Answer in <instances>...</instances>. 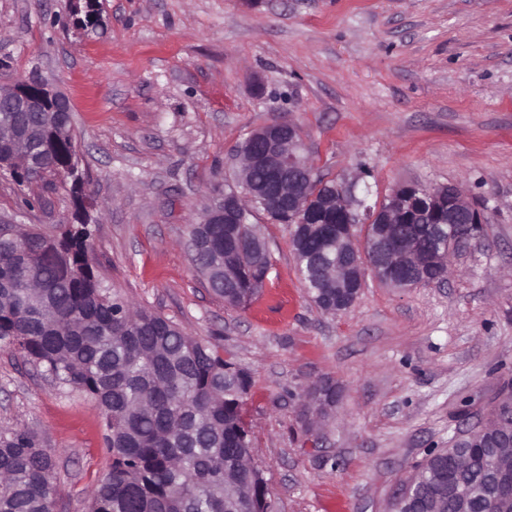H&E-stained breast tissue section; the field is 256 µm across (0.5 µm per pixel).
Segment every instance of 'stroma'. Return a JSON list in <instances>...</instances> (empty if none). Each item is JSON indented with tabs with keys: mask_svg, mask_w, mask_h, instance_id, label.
<instances>
[{
	"mask_svg": "<svg viewBox=\"0 0 512 512\" xmlns=\"http://www.w3.org/2000/svg\"><path fill=\"white\" fill-rule=\"evenodd\" d=\"M0 0V83L33 75L69 100L109 288L246 368L252 461L273 512H388L429 453L512 386V0ZM299 126L318 173L369 201L397 185L456 184L483 202L482 235L444 286L367 278L355 305L307 296L284 225L257 216L273 268L245 307L194 268L186 226L234 183L254 127ZM0 172V212L65 224L60 186L34 208ZM335 410L308 425V389ZM36 433L56 460L55 512H81L109 470L90 396L0 345V430ZM338 392L335 386L329 382H321L319 386L309 392L308 403L303 406V416L306 421H310L312 410L316 414H322L328 411L334 404L338 402Z\"/></svg>",
	"mask_w": 512,
	"mask_h": 512,
	"instance_id": "stroma-1",
	"label": "stroma"
}]
</instances>
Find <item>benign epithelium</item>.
Wrapping results in <instances>:
<instances>
[{"instance_id": "7a95c632", "label": "benign epithelium", "mask_w": 512, "mask_h": 512, "mask_svg": "<svg viewBox=\"0 0 512 512\" xmlns=\"http://www.w3.org/2000/svg\"><path fill=\"white\" fill-rule=\"evenodd\" d=\"M11 106L14 112H68L70 106L66 96L44 81L26 77L0 88V103ZM233 164L241 167V189H233L217 196L205 216L206 224H242L245 222L244 202H256L267 196L274 197L288 213H305L308 210L353 212L364 208L365 219L379 228L364 229V248H359L355 226H348L342 243V255L331 263L326 271V280L336 288V306L332 312H342L353 307L364 287V271L370 268L379 281L395 287H410L430 282L429 269L435 265L448 267L452 255L465 248L481 235L485 223V210L477 202L467 199L453 184L426 188L418 185H402L391 190L386 201L376 209L364 207L353 185L323 196L312 190V177L305 156V149L298 125L290 119L267 122L252 130L236 146L232 155ZM266 173V180L254 179L257 170ZM420 193L439 204H448V216L458 220L448 225V237L432 253L423 250L416 239H401L392 233V227L407 220L404 201L412 194ZM248 250L255 256L267 251L264 241L255 232L248 236ZM235 243V251L245 246ZM338 402L335 386L325 381L309 392L308 403L303 406L305 420L310 414H322ZM512 410V390L501 393L495 399L487 419L477 427L458 433L449 447L474 440L490 427L495 414L501 410ZM512 450V439L499 445L490 459L498 483L495 499L496 512H512V457L505 454ZM416 481L405 483L394 499L392 512H414ZM470 490L452 477L438 475L427 497L426 512H444L448 503H453L456 512H469Z\"/></svg>"}]
</instances>
